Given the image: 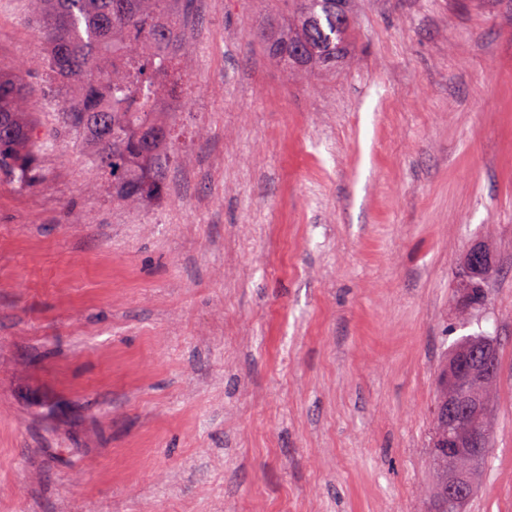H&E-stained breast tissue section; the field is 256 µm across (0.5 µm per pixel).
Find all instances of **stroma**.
I'll return each instance as SVG.
<instances>
[{
  "label": "stroma",
  "instance_id": "stroma-1",
  "mask_svg": "<svg viewBox=\"0 0 512 512\" xmlns=\"http://www.w3.org/2000/svg\"><path fill=\"white\" fill-rule=\"evenodd\" d=\"M335 70L194 0L178 156L130 208L0 0L36 184L0 177V512H427L450 345L497 344L464 512H512V0H351ZM491 258L481 306L465 257Z\"/></svg>",
  "mask_w": 512,
  "mask_h": 512
}]
</instances>
